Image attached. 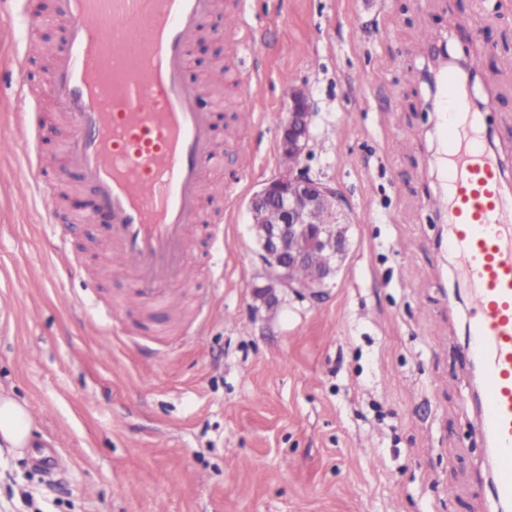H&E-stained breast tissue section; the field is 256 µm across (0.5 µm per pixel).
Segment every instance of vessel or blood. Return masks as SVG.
Here are the masks:
<instances>
[{
  "mask_svg": "<svg viewBox=\"0 0 512 512\" xmlns=\"http://www.w3.org/2000/svg\"><path fill=\"white\" fill-rule=\"evenodd\" d=\"M216 0H57L68 45L53 63L56 104L72 135L63 155L96 192L109 218L107 250L127 275L130 296L151 308L187 284L186 256L200 221L202 176L218 165L214 106L187 76V46ZM225 34L236 52L250 42L241 0H229ZM242 101H258L262 79L236 77ZM474 73L436 71L433 163L444 186L430 207L445 219L446 247L469 299L464 355L479 374L477 430L493 459L496 499L512 505V182L491 145V99ZM26 166L40 171L37 110L19 93Z\"/></svg>",
  "mask_w": 512,
  "mask_h": 512,
  "instance_id": "obj_1",
  "label": "vessel or blood"
}]
</instances>
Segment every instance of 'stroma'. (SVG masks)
<instances>
[{
  "instance_id": "1",
  "label": "stroma",
  "mask_w": 512,
  "mask_h": 512,
  "mask_svg": "<svg viewBox=\"0 0 512 512\" xmlns=\"http://www.w3.org/2000/svg\"><path fill=\"white\" fill-rule=\"evenodd\" d=\"M24 7L44 20L22 74L52 133L40 179L68 188L48 223L0 89V387L36 417L31 447L0 452V512H494L465 405L467 294L425 206L442 175L420 73L433 44L470 33L494 78L492 141L512 159V0H244L264 80L252 160L227 139L204 178L212 222L176 316L133 301L109 313L127 282L107 224L80 222L93 188L55 157L70 131L50 85L64 29L55 0ZM292 84L314 106L303 164L343 194L349 249L323 300L268 308L247 201L280 168ZM36 448L62 455L58 484L31 466Z\"/></svg>"
}]
</instances>
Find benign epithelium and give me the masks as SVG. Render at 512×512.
Instances as JSON below:
<instances>
[{"label":"benign epithelium","instance_id":"benign-epithelium-1","mask_svg":"<svg viewBox=\"0 0 512 512\" xmlns=\"http://www.w3.org/2000/svg\"><path fill=\"white\" fill-rule=\"evenodd\" d=\"M312 116L308 94L298 86L291 88L281 125V153L297 160L309 154ZM343 204L335 186L302 168H281L253 192L247 208L259 260L262 267L275 265L283 272L281 278L255 286L257 299L267 306L275 304L276 288L298 297H321L346 254L347 228L340 219ZM317 213L328 214V220L315 222ZM298 269L306 270L305 280L293 278Z\"/></svg>","mask_w":512,"mask_h":512}]
</instances>
